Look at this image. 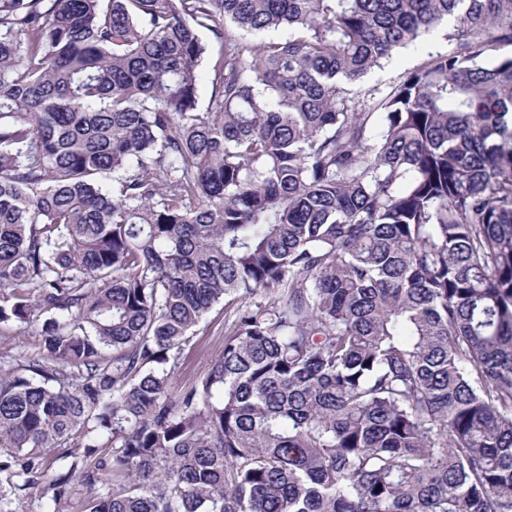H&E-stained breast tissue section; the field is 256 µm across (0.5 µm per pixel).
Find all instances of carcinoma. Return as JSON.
<instances>
[{
	"label": "carcinoma",
	"mask_w": 512,
	"mask_h": 512,
	"mask_svg": "<svg viewBox=\"0 0 512 512\" xmlns=\"http://www.w3.org/2000/svg\"><path fill=\"white\" fill-rule=\"evenodd\" d=\"M504 46L512 0H0V512H512ZM446 27H441L421 43L399 49L382 67L373 69L361 81L363 87L377 86L387 89L406 71L423 62L430 52H446L451 46L446 39ZM202 40L210 45V52L200 67V77L198 83V108L201 112H207L210 107L212 94V72L211 66L217 58L218 47L212 43L211 35L208 31L200 33ZM195 335L183 346L178 367L170 379L173 395L203 377L211 360L224 346V304L215 305L194 328ZM41 325V321L0 325V364L9 365L20 356L36 351L42 339Z\"/></svg>",
	"instance_id": "obj_1"
}]
</instances>
